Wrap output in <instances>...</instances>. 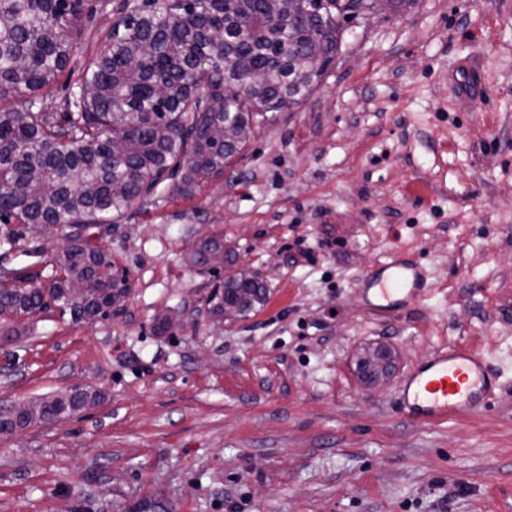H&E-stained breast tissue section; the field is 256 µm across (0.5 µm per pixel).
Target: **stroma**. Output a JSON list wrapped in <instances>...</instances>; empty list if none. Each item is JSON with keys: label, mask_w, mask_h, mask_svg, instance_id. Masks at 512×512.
<instances>
[{"label": "stroma", "mask_w": 512, "mask_h": 512, "mask_svg": "<svg viewBox=\"0 0 512 512\" xmlns=\"http://www.w3.org/2000/svg\"><path fill=\"white\" fill-rule=\"evenodd\" d=\"M121 2L89 0L47 111ZM216 235L225 271L269 283L235 321L211 315L215 278L187 259ZM101 243L130 273L119 312L54 308L0 335V407L97 395L0 436V512H512V0L347 23L307 100L258 119L223 176L189 197L166 181ZM59 245L27 234L0 266L48 281ZM396 257L427 286L380 312L362 284ZM448 346L485 354L497 398L409 419L403 377ZM380 347L375 383L358 364Z\"/></svg>", "instance_id": "obj_1"}]
</instances>
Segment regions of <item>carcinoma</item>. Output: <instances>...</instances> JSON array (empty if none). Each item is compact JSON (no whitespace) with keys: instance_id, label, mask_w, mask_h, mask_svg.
Listing matches in <instances>:
<instances>
[{"instance_id":"carcinoma-1","label":"carcinoma","mask_w":512,"mask_h":512,"mask_svg":"<svg viewBox=\"0 0 512 512\" xmlns=\"http://www.w3.org/2000/svg\"><path fill=\"white\" fill-rule=\"evenodd\" d=\"M84 17V0H0V247L9 253L26 228L70 240L47 288L24 269L0 268V326L47 310V296L74 321L95 308L120 309L129 275L92 226L131 212L173 176L191 196L224 173L257 117L312 91L320 74L292 62L316 52L325 71L341 42L335 21L290 0H126L64 111L47 112L44 90L70 59ZM190 261L208 271L224 266L223 241L204 243ZM229 299L249 313L267 291L238 273L212 293V315L224 317ZM95 402L79 390L1 409L0 434Z\"/></svg>"}]
</instances>
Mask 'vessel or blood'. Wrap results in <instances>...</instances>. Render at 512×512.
I'll return each instance as SVG.
<instances>
[{"label":"vessel or blood","instance_id":"b4317fda","mask_svg":"<svg viewBox=\"0 0 512 512\" xmlns=\"http://www.w3.org/2000/svg\"><path fill=\"white\" fill-rule=\"evenodd\" d=\"M382 300H412L425 284L422 269L402 259L381 267L373 280ZM496 385L481 353L442 349L415 366L401 383L407 415L418 421H441L487 406L496 397Z\"/></svg>","mask_w":512,"mask_h":512}]
</instances>
